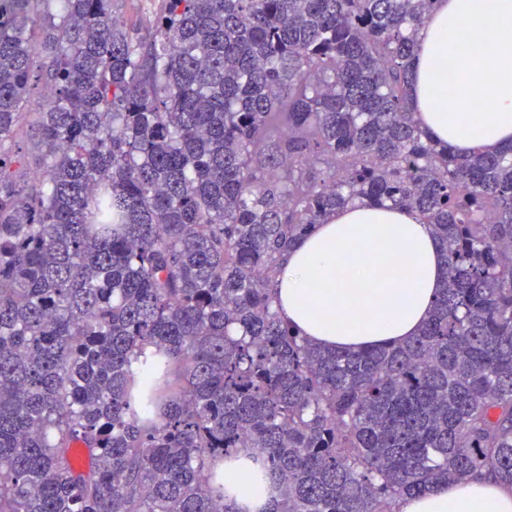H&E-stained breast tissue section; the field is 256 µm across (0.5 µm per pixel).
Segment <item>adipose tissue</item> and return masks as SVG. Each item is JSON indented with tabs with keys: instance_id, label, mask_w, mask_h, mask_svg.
<instances>
[{
	"instance_id": "adipose-tissue-1",
	"label": "adipose tissue",
	"mask_w": 512,
	"mask_h": 512,
	"mask_svg": "<svg viewBox=\"0 0 512 512\" xmlns=\"http://www.w3.org/2000/svg\"><path fill=\"white\" fill-rule=\"evenodd\" d=\"M409 106L461 155L512 143V0H436L411 63ZM445 256L412 211L355 204L300 239L282 262L280 316L312 344L358 351L402 342L427 321ZM252 457L224 460V498L267 512L277 495ZM400 512H512V488L464 477L400 503Z\"/></svg>"
}]
</instances>
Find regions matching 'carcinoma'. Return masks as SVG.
Instances as JSON below:
<instances>
[{
    "mask_svg": "<svg viewBox=\"0 0 512 512\" xmlns=\"http://www.w3.org/2000/svg\"><path fill=\"white\" fill-rule=\"evenodd\" d=\"M117 2L0 0V512H235L239 453L269 512L512 487V144L410 112L435 0ZM354 201L434 225L445 280L411 339L326 350L272 291ZM154 5L150 0H126L118 2L115 11L117 17L128 24L140 22L147 24L149 17L152 16ZM257 468L249 455L224 458V499L236 511H265L277 496L276 485L269 476L259 479L255 474Z\"/></svg>",
    "mask_w": 512,
    "mask_h": 512,
    "instance_id": "carcinoma-1",
    "label": "carcinoma"
}]
</instances>
